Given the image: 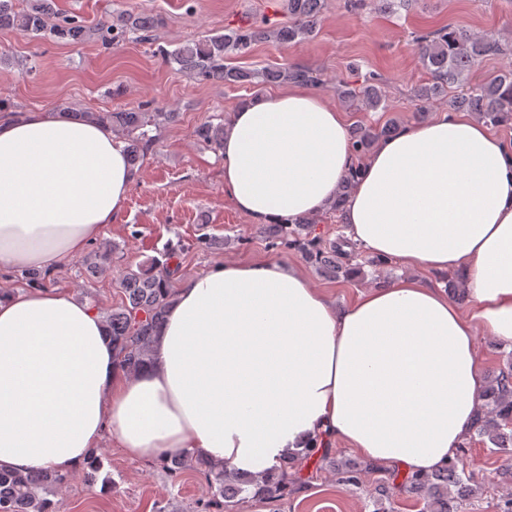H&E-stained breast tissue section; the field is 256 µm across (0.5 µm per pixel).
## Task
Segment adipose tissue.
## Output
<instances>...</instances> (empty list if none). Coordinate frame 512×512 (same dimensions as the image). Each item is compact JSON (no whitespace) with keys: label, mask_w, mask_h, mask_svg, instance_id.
Segmentation results:
<instances>
[{"label":"adipose tissue","mask_w":512,"mask_h":512,"mask_svg":"<svg viewBox=\"0 0 512 512\" xmlns=\"http://www.w3.org/2000/svg\"><path fill=\"white\" fill-rule=\"evenodd\" d=\"M224 192L258 224L325 211L354 158L343 112L300 84L248 100L224 133ZM126 143L52 111L0 118V270L52 269L124 213ZM348 235L410 268L459 272L469 313L405 279L345 307L282 260L190 277L128 375L89 302L0 297V466L69 474L105 435L253 475L337 439L402 472L445 467L484 387L475 336L512 342V146L464 112L380 140Z\"/></svg>","instance_id":"adipose-tissue-1"}]
</instances>
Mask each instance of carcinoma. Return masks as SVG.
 <instances>
[{
	"label": "carcinoma",
	"instance_id": "1",
	"mask_svg": "<svg viewBox=\"0 0 512 512\" xmlns=\"http://www.w3.org/2000/svg\"><path fill=\"white\" fill-rule=\"evenodd\" d=\"M322 9L323 0H288V17L292 19L288 25L227 28L222 33L185 42L171 51L163 48L161 54L169 64L188 70L204 81L249 83L255 79V73L230 66L226 59L247 53L257 42H275L282 46L303 42L313 36ZM161 23L157 17L122 10L94 26H88L73 18L55 16L51 0H27L21 9L16 8L15 0H0V30L15 29L35 39L76 43L94 41L110 46L131 34L151 32ZM417 45L420 60L428 74L426 82L411 89L417 112L424 113L428 105L443 101L450 111L471 112L489 123L512 120V70L490 79L474 77L482 61L490 57L511 56L512 42L492 33L448 27L418 37ZM262 77L274 82L319 83L317 73L309 68L268 69ZM336 91L356 110L387 108L382 81L375 76L365 79L359 86L339 83ZM74 116L95 120L123 138L127 143L129 161L138 170L154 143L149 127L179 120L177 112H146L142 109L76 112ZM398 127L395 120L379 130L364 124L352 127L349 143L353 156L361 158L369 154L378 140L392 135ZM224 130V120L216 123L207 119L198 124L195 136L218 153L223 149ZM358 173L359 167L354 165L343 178L334 203L336 210L344 208ZM310 224L307 217L291 224H275L269 238L279 241L289 250L298 251L320 271L334 276L342 267L339 261L342 252L322 248L320 240L309 234ZM177 259V249L169 245L162 258L125 271L120 280L123 299L107 316L106 325L118 364L129 374L139 372L150 361L155 334L173 301L171 263ZM485 397L486 403L468 433L469 440L498 451L503 457L504 467L512 472V361L487 379ZM160 462L173 476L182 474L189 467L198 470L212 492V502L222 506L249 490L265 499H288L293 485L288 469L295 466L296 460L291 459L278 471L261 477L178 453L167 454ZM364 476L365 472L354 464L336 472L339 483L355 488L363 484ZM67 480L68 476L50 470L0 469V512H56L51 496ZM395 490L423 501L425 512H462V502L477 496L481 484L466 470L463 455L458 454L441 471L404 477ZM395 490L381 487L380 496L387 500Z\"/></svg>",
	"mask_w": 512,
	"mask_h": 512
}]
</instances>
